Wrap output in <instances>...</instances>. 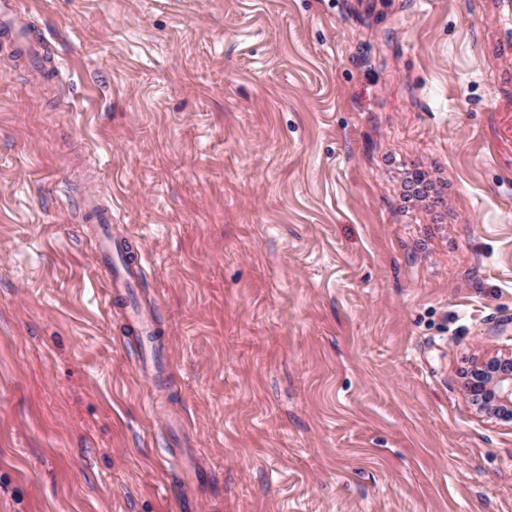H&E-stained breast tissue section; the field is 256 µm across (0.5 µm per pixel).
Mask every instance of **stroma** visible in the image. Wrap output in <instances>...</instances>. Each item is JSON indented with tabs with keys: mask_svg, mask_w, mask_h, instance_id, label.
Returning <instances> with one entry per match:
<instances>
[{
	"mask_svg": "<svg viewBox=\"0 0 512 512\" xmlns=\"http://www.w3.org/2000/svg\"><path fill=\"white\" fill-rule=\"evenodd\" d=\"M20 8L56 70L0 37V512H512L465 396L512 351V0ZM79 212L82 220H90L99 225V233L95 241L96 252L100 256L103 267L106 268V292L110 301L113 294H119L124 288L147 278V271L141 260L132 261L131 264L124 263L122 270L117 274L112 273V253H118L121 245L112 240L110 224L112 222V210L109 206L97 204L95 199L90 197L80 203Z\"/></svg>",
	"mask_w": 512,
	"mask_h": 512,
	"instance_id": "obj_1",
	"label": "stroma"
}]
</instances>
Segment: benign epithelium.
<instances>
[{"label":"benign epithelium","instance_id":"1","mask_svg":"<svg viewBox=\"0 0 512 512\" xmlns=\"http://www.w3.org/2000/svg\"><path fill=\"white\" fill-rule=\"evenodd\" d=\"M469 399L487 414L512 420V354L494 357L466 385Z\"/></svg>","mask_w":512,"mask_h":512}]
</instances>
